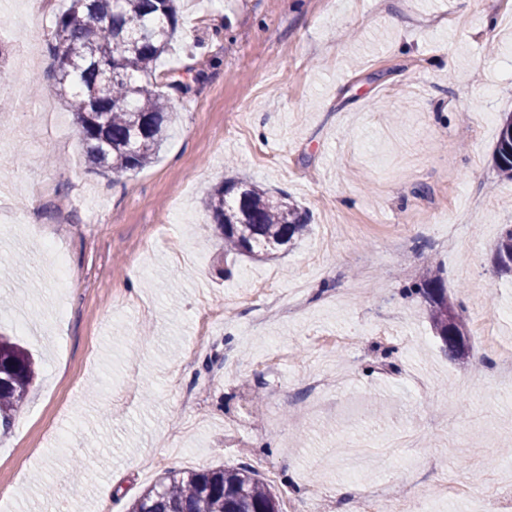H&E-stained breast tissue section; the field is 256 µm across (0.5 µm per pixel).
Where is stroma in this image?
<instances>
[{"label":"stroma","instance_id":"35a3bbf8","mask_svg":"<svg viewBox=\"0 0 512 512\" xmlns=\"http://www.w3.org/2000/svg\"><path fill=\"white\" fill-rule=\"evenodd\" d=\"M64 7L46 0L35 26L8 0L0 31L38 56L0 74V334L40 362L0 434L15 451L0 512H128L168 473L243 462L277 472L281 504L317 512H349L358 486L428 512L512 489L498 378L512 278L493 262L512 225L493 161L512 113V0H180L161 68L188 88L155 162L120 177L92 165L57 89ZM229 178L309 212L284 257L225 262L201 202ZM60 226L63 288L42 246ZM432 264L470 330L461 361L412 291ZM271 276L285 302L306 281L302 312L260 316ZM205 312L213 346L185 364ZM188 393L202 411L180 430Z\"/></svg>","mask_w":512,"mask_h":512}]
</instances>
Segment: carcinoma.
<instances>
[{"label":"carcinoma","instance_id":"carcinoma-1","mask_svg":"<svg viewBox=\"0 0 512 512\" xmlns=\"http://www.w3.org/2000/svg\"><path fill=\"white\" fill-rule=\"evenodd\" d=\"M179 28L175 0H69L54 22L52 50L60 95L76 114L81 140L95 164L121 176L149 166L171 127L172 103L156 80L157 63ZM66 47L70 54L60 52ZM495 165L512 179V113L502 120ZM224 252L249 259L277 257L307 231L306 212L282 192L225 180L202 201ZM497 269L512 272V226L496 243ZM442 350L461 360L467 324L448 301L439 271L419 287ZM38 375L33 357L0 335V432L10 429ZM129 512H281L279 497L249 465L186 471L162 478Z\"/></svg>","mask_w":512,"mask_h":512}]
</instances>
